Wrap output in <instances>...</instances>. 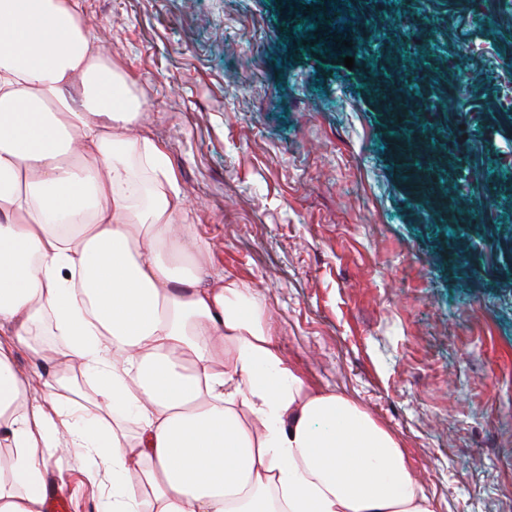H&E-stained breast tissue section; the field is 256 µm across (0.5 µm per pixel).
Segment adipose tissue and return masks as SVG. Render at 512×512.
<instances>
[{
    "mask_svg": "<svg viewBox=\"0 0 512 512\" xmlns=\"http://www.w3.org/2000/svg\"><path fill=\"white\" fill-rule=\"evenodd\" d=\"M81 0H0V512L50 459L102 512H433L394 436L281 356L251 288L204 273L165 150ZM54 362L40 398L17 347ZM91 468L84 456H78L74 452L57 463L51 464L45 474L43 512H49L45 498L47 487H53L68 501L69 511L67 512H100L103 488L108 481L103 468L92 476L89 474ZM46 495H51L49 488L46 490Z\"/></svg>",
    "mask_w": 512,
    "mask_h": 512,
    "instance_id": "adipose-tissue-1",
    "label": "adipose tissue"
}]
</instances>
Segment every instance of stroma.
I'll return each mask as SVG.
<instances>
[{"instance_id": "1", "label": "stroma", "mask_w": 512, "mask_h": 512, "mask_svg": "<svg viewBox=\"0 0 512 512\" xmlns=\"http://www.w3.org/2000/svg\"><path fill=\"white\" fill-rule=\"evenodd\" d=\"M349 42L353 67L319 47ZM209 271L283 357L398 441L434 512H512V7L83 0ZM105 472L45 475L100 512Z\"/></svg>"}]
</instances>
